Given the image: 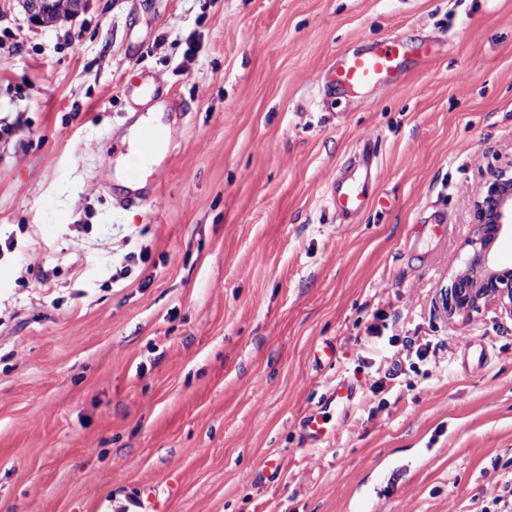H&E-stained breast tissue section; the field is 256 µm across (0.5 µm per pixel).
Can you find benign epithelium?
<instances>
[{
    "instance_id": "obj_1",
    "label": "benign epithelium",
    "mask_w": 512,
    "mask_h": 512,
    "mask_svg": "<svg viewBox=\"0 0 512 512\" xmlns=\"http://www.w3.org/2000/svg\"><path fill=\"white\" fill-rule=\"evenodd\" d=\"M31 25L57 26L75 20L89 0H17ZM473 233L465 241L463 266L437 291L441 313L469 320L493 305L512 315V269L499 265L492 248L512 225V161L496 169L473 198Z\"/></svg>"
}]
</instances>
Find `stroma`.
Returning a JSON list of instances; mask_svg holds the SVG:
<instances>
[{"label":"stroma","mask_w":512,"mask_h":512,"mask_svg":"<svg viewBox=\"0 0 512 512\" xmlns=\"http://www.w3.org/2000/svg\"><path fill=\"white\" fill-rule=\"evenodd\" d=\"M388 38L396 83L327 88ZM159 102L169 136L127 190ZM366 137L376 200L345 222L327 193ZM510 156L512 0H90L50 28L0 0V512H491L512 317L451 323L435 293ZM145 124H155L159 125L158 118L154 114H148L147 116H143L140 119L139 124L131 130L130 134V141L129 145L131 147L130 153L127 155L126 162L127 164L131 160L132 156H134L135 163L138 162L140 166V179L144 178L148 172V168L153 164L158 152L162 148L163 144L158 148V150L155 152V154L146 161H140L139 155H138V141H137V134L138 130L141 126ZM354 387L347 381H341L336 387L323 394L317 405L309 408L302 416L301 424L305 437L309 441L322 440L328 433L329 422L336 411L353 399Z\"/></svg>","instance_id":"obj_1"}]
</instances>
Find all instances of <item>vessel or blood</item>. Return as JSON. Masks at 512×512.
Listing matches in <instances>:
<instances>
[{
  "mask_svg": "<svg viewBox=\"0 0 512 512\" xmlns=\"http://www.w3.org/2000/svg\"><path fill=\"white\" fill-rule=\"evenodd\" d=\"M406 49L391 42H377L367 48L352 52L331 69L333 84L342 90L358 87L375 88L390 83L401 73ZM376 152L371 141H364L358 154L344 165L343 175L337 176L329 191V201L338 215H351L365 209L371 199L374 185ZM355 394L351 383L342 381L323 394L317 405L302 416L305 437L313 442L322 440L328 433L333 415Z\"/></svg>",
  "mask_w": 512,
  "mask_h": 512,
  "instance_id": "1",
  "label": "vessel or blood"
}]
</instances>
